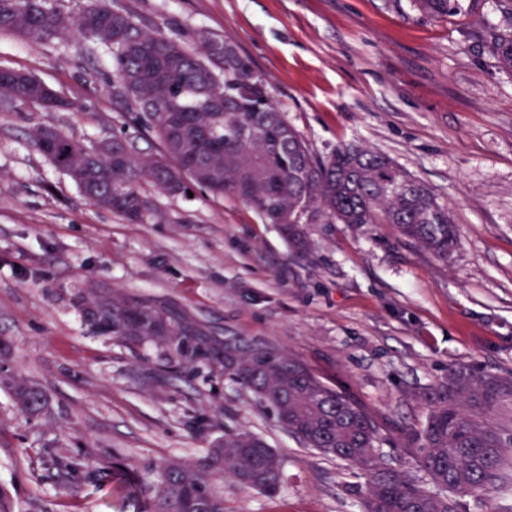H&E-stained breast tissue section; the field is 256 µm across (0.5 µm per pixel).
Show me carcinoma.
Wrapping results in <instances>:
<instances>
[{"instance_id": "1", "label": "carcinoma", "mask_w": 512, "mask_h": 512, "mask_svg": "<svg viewBox=\"0 0 512 512\" xmlns=\"http://www.w3.org/2000/svg\"><path fill=\"white\" fill-rule=\"evenodd\" d=\"M502 28L482 35L494 66L512 74V0H498ZM432 19L448 15L458 0H413ZM0 34L32 41L65 36L100 42L112 51V87L126 86L124 101L158 142L142 155L127 137H112V150L92 155L68 136L48 160L66 172L92 204L132 223L150 218L153 202L140 190L151 181L162 192L181 194V182L217 197H234L274 224L297 254L310 248L306 225L392 224L402 238L433 257L448 260L459 232L448 206L428 185L389 156L343 144L315 155L288 124L250 59L220 35H204L189 49L173 37L146 32L132 15L107 0H84L70 17L46 0H0ZM57 93L36 76L0 67V102L28 107ZM123 156L111 165L110 153ZM84 319L132 345L154 344L191 364L220 368L224 377L270 409L304 447L369 467L361 512H461L466 497L498 489L512 466V420L492 421L512 404V372L468 364L448 365L424 394L421 428L408 433L425 482L381 462L382 423L348 393L316 376L304 363L273 348L219 340L178 313L144 299L118 300L100 289L76 300ZM20 410L40 414L47 397L32 381L9 382ZM53 467L63 492L81 493L78 467L57 457ZM282 460L263 438L226 431L193 464L163 460L140 481L147 486L141 512H226L217 489L226 478L247 489L275 492Z\"/></svg>"}]
</instances>
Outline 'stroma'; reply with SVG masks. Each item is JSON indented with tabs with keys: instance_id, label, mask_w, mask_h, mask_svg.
Returning <instances> with one entry per match:
<instances>
[{
	"instance_id": "35a3bbf8",
	"label": "stroma",
	"mask_w": 512,
	"mask_h": 512,
	"mask_svg": "<svg viewBox=\"0 0 512 512\" xmlns=\"http://www.w3.org/2000/svg\"><path fill=\"white\" fill-rule=\"evenodd\" d=\"M144 30L196 48L232 38L319 156L343 143L389 155L448 204L460 245L442 261L390 224H312L293 253L232 197L154 193L133 224L91 204L34 146L51 125L84 144H157L112 89V52L77 36H0V66L32 73L76 112L0 107V372L40 384L38 416L0 388V488L19 512H139L138 478L190 461L227 431L283 461L276 493L222 485L228 512H360L364 468L303 447L223 375L96 332L76 295L106 288L170 303L222 337L292 354L384 425L393 460L420 476L409 429L449 364L512 371V75L478 37L495 0L432 19L412 0H110ZM88 461L80 499L45 470L46 449Z\"/></svg>"
}]
</instances>
